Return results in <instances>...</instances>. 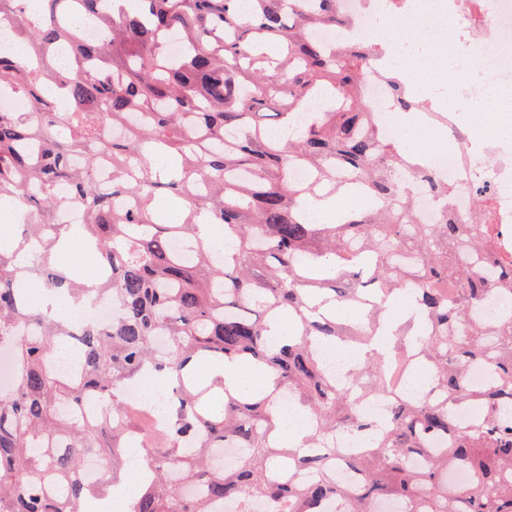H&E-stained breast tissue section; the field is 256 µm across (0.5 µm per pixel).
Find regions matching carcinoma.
Instances as JSON below:
<instances>
[{"label": "carcinoma", "mask_w": 512, "mask_h": 512, "mask_svg": "<svg viewBox=\"0 0 512 512\" xmlns=\"http://www.w3.org/2000/svg\"><path fill=\"white\" fill-rule=\"evenodd\" d=\"M24 2L0 0V18L28 46L0 45V90L27 107L0 111V207L38 222L0 249V348L14 367L10 390L0 391V512H88L94 485L78 473L89 459L116 468L133 434L149 428L121 398L147 376L172 385L176 399L166 433L146 449L149 477L134 512H210L225 500L236 512L260 502L321 512L346 495L332 473L340 430L369 440L348 462L362 480L346 512H376L383 500L407 512H421L423 500L426 512H512V311L495 324L473 314L493 294L512 299V240L486 191L458 212L455 188L370 112L362 83L377 44L327 46L314 36L352 25L340 0H247L246 12L241 0H132L130 11L119 0H38V24ZM86 17L100 38H82ZM381 77L400 109L417 107L399 73ZM106 125L121 135H106ZM170 154L179 168L156 171L154 159ZM102 157L112 163L110 200L96 188ZM297 169L310 180L297 181ZM403 171L430 187L437 223H418ZM60 183L86 208L85 223H55L67 203ZM346 189L371 207L334 224L303 218L308 196ZM173 199L185 215L167 224L158 203ZM200 215L238 239L234 255L212 259ZM176 240L194 248L192 258L173 249ZM61 241L108 271L102 292L121 307L111 327L54 321L20 300L19 281L31 274L76 301L94 294L82 267L54 263ZM377 282L390 292L367 314L343 319L313 304L350 306ZM406 293L416 297L417 359L432 383L394 398L379 427L360 400L384 390L383 362H356L338 385L319 350L367 343L387 300ZM283 317L295 338L272 348L270 321ZM224 359L270 371L275 390L209 400L214 385L189 365ZM475 363L499 381L471 386ZM92 392L112 408L111 422L86 418ZM284 396L311 418L305 448L272 440ZM463 406L476 418L461 420ZM219 448L237 449L239 465L224 469ZM287 462L315 477L280 481ZM454 470L467 487L449 486Z\"/></svg>", "instance_id": "carcinoma-1"}]
</instances>
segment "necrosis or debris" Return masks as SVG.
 Segmentation results:
<instances>
[{
	"mask_svg": "<svg viewBox=\"0 0 512 512\" xmlns=\"http://www.w3.org/2000/svg\"><path fill=\"white\" fill-rule=\"evenodd\" d=\"M355 18L343 39L373 34L407 16L420 17L427 35L448 34L452 79L448 89L427 95L424 109L452 135L469 134L477 154L448 152L431 159L443 182L456 186L454 204L468 211L472 190L490 183L501 224H512V0H341ZM415 365L407 352L387 364L389 389L372 394L362 410L374 421L386 417L392 397L405 393Z\"/></svg>",
	"mask_w": 512,
	"mask_h": 512,
	"instance_id": "4bbe7bcc",
	"label": "necrosis or debris"
}]
</instances>
